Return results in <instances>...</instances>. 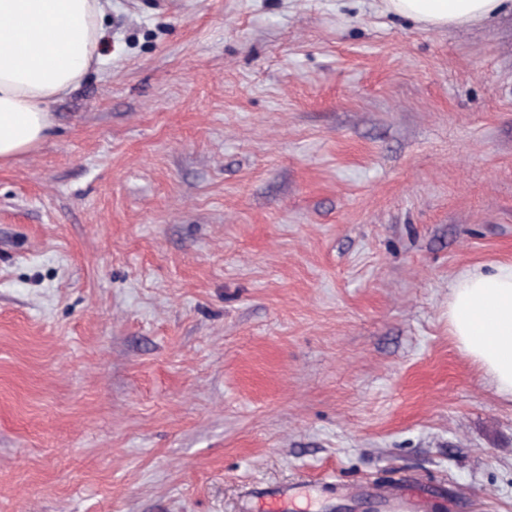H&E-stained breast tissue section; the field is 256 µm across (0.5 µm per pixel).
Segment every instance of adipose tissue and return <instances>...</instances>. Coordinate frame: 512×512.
<instances>
[{"instance_id":"ef3b65f1","label":"adipose tissue","mask_w":512,"mask_h":512,"mask_svg":"<svg viewBox=\"0 0 512 512\" xmlns=\"http://www.w3.org/2000/svg\"><path fill=\"white\" fill-rule=\"evenodd\" d=\"M505 0H384L388 12L441 30L479 21ZM102 0H0V162L37 146L50 106L101 64ZM448 332L512 402V261L467 268L448 295Z\"/></svg>"}]
</instances>
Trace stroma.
Segmentation results:
<instances>
[{"mask_svg":"<svg viewBox=\"0 0 512 512\" xmlns=\"http://www.w3.org/2000/svg\"><path fill=\"white\" fill-rule=\"evenodd\" d=\"M0 163V512H512L448 288L512 259V7L111 0ZM355 487L352 495L336 484ZM386 10L413 18L431 29L483 20L510 0H382ZM298 487V484L291 483L285 484L270 493L255 492L253 497L248 498L251 506L247 509V512H288V503L295 497ZM259 502L264 504L261 508L256 509L255 505ZM382 501L390 512H428L423 492L412 491L407 484L391 486Z\"/></svg>","mask_w":512,"mask_h":512,"instance_id":"35a3bbf8","label":"stroma"}]
</instances>
